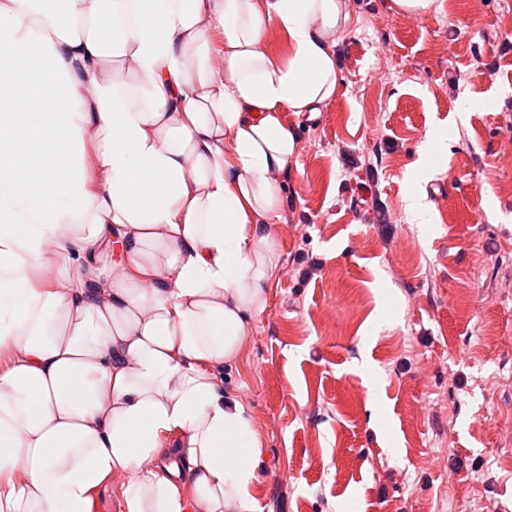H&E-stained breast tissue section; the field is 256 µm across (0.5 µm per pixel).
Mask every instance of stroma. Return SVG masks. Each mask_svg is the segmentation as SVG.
Segmentation results:
<instances>
[{
  "instance_id": "stroma-1",
  "label": "stroma",
  "mask_w": 512,
  "mask_h": 512,
  "mask_svg": "<svg viewBox=\"0 0 512 512\" xmlns=\"http://www.w3.org/2000/svg\"><path fill=\"white\" fill-rule=\"evenodd\" d=\"M348 12L335 98L286 116L279 262L224 369L264 441L258 507L512 512V0ZM435 124L448 157L413 171ZM406 213L409 223L431 224L433 220V206L427 200L426 194L418 189L407 197Z\"/></svg>"
}]
</instances>
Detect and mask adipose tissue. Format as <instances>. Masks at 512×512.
I'll return each instance as SVG.
<instances>
[{"label": "adipose tissue", "mask_w": 512, "mask_h": 512, "mask_svg": "<svg viewBox=\"0 0 512 512\" xmlns=\"http://www.w3.org/2000/svg\"><path fill=\"white\" fill-rule=\"evenodd\" d=\"M346 0H0V512H256L220 375ZM286 36L287 60L268 48ZM119 490L116 485L106 484L96 493L94 512H117Z\"/></svg>", "instance_id": "obj_1"}]
</instances>
